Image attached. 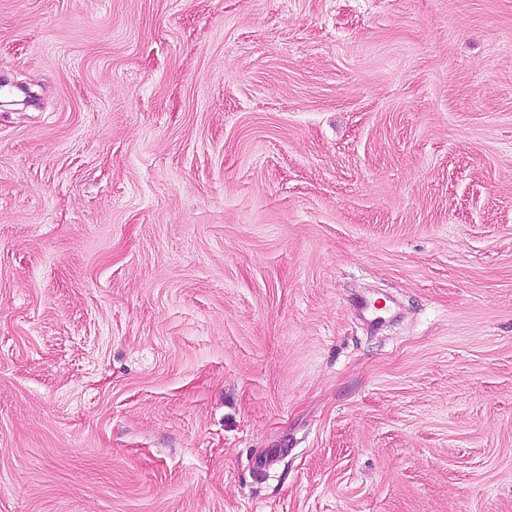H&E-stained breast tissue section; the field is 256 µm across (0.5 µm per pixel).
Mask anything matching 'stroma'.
<instances>
[{"label":"stroma","mask_w":512,"mask_h":512,"mask_svg":"<svg viewBox=\"0 0 512 512\" xmlns=\"http://www.w3.org/2000/svg\"><path fill=\"white\" fill-rule=\"evenodd\" d=\"M0 78V512H512V0H0Z\"/></svg>","instance_id":"35a3bbf8"}]
</instances>
